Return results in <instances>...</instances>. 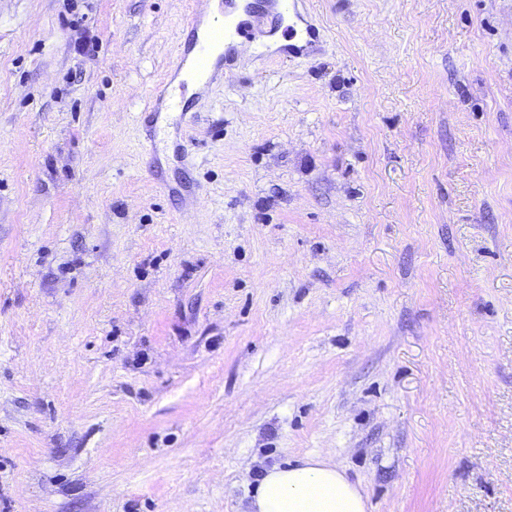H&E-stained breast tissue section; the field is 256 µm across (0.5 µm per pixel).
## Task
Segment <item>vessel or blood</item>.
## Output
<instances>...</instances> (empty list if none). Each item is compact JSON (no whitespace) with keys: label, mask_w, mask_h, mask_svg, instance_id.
Masks as SVG:
<instances>
[{"label":"vessel or blood","mask_w":512,"mask_h":512,"mask_svg":"<svg viewBox=\"0 0 512 512\" xmlns=\"http://www.w3.org/2000/svg\"><path fill=\"white\" fill-rule=\"evenodd\" d=\"M305 0H224V9L214 16L192 9L185 19L189 31L210 22L207 40L182 47L175 66L176 74L210 85L224 71L238 46L270 36L280 25H287L290 44L288 58L310 54L319 39V29L304 9Z\"/></svg>","instance_id":"1"}]
</instances>
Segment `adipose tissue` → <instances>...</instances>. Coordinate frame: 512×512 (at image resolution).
Listing matches in <instances>:
<instances>
[{"instance_id":"1","label":"adipose tissue","mask_w":512,"mask_h":512,"mask_svg":"<svg viewBox=\"0 0 512 512\" xmlns=\"http://www.w3.org/2000/svg\"><path fill=\"white\" fill-rule=\"evenodd\" d=\"M359 485L336 465L308 457L286 467L265 469L247 512H366Z\"/></svg>"}]
</instances>
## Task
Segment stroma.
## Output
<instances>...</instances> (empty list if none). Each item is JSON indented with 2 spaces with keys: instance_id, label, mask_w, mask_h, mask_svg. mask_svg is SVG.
Segmentation results:
<instances>
[{
  "instance_id": "1",
  "label": "stroma",
  "mask_w": 512,
  "mask_h": 512,
  "mask_svg": "<svg viewBox=\"0 0 512 512\" xmlns=\"http://www.w3.org/2000/svg\"><path fill=\"white\" fill-rule=\"evenodd\" d=\"M193 2L0 0V512H512V0H308L158 120ZM359 485L336 465L307 457L296 465L273 466L258 479L245 512H366Z\"/></svg>"
}]
</instances>
